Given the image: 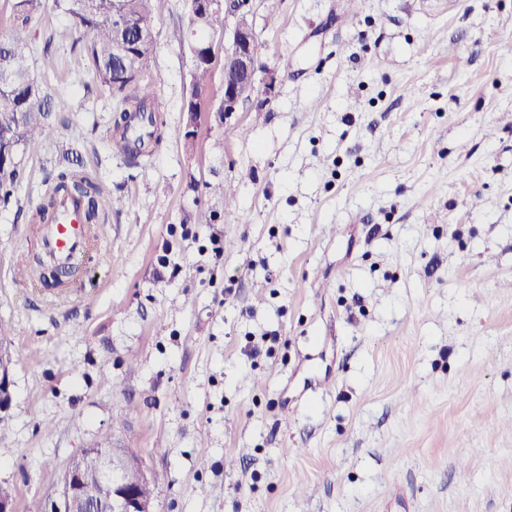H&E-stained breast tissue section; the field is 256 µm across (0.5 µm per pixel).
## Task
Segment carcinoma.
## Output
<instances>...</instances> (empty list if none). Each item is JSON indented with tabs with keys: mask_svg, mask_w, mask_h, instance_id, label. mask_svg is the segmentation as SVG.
<instances>
[{
	"mask_svg": "<svg viewBox=\"0 0 512 512\" xmlns=\"http://www.w3.org/2000/svg\"><path fill=\"white\" fill-rule=\"evenodd\" d=\"M154 0H13V18L0 34V49H6V70L10 79L0 81V205L10 202L19 176L18 155L54 135L51 115L61 107L35 80L31 72L30 42L34 21L48 7L63 13L79 38L73 48L86 57L96 84L108 89L120 103L116 131L126 138L132 127L145 132L134 140L130 164L148 157L162 140L158 113L160 103L153 84L144 79L156 49L155 33L135 38L129 53L112 55L116 30L112 14L122 11L135 23L151 25ZM191 84L185 98V112H218L220 103L202 94L209 87L212 70L201 58L191 64ZM53 192L78 195L87 201V221L123 206L122 198L101 191L91 180L75 174L60 175Z\"/></svg>",
	"mask_w": 512,
	"mask_h": 512,
	"instance_id": "cac0c4a2",
	"label": "carcinoma"
}]
</instances>
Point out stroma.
Instances as JSON below:
<instances>
[{"mask_svg":"<svg viewBox=\"0 0 512 512\" xmlns=\"http://www.w3.org/2000/svg\"><path fill=\"white\" fill-rule=\"evenodd\" d=\"M267 7L257 90L222 118L184 111L186 2L155 0L164 140L136 166L67 19L32 27L66 109L0 206L17 512L104 434L161 476L156 512H512V0ZM73 149L125 201L80 301L24 247ZM230 184L246 222L211 206Z\"/></svg>","mask_w":512,"mask_h":512,"instance_id":"obj_1","label":"stroma"}]
</instances>
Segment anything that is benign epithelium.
I'll list each match as a JSON object with an SVG mask.
<instances>
[{
    "instance_id": "obj_1",
    "label": "benign epithelium",
    "mask_w": 512,
    "mask_h": 512,
    "mask_svg": "<svg viewBox=\"0 0 512 512\" xmlns=\"http://www.w3.org/2000/svg\"><path fill=\"white\" fill-rule=\"evenodd\" d=\"M202 5L203 12L210 15L212 21L219 17L232 20L228 42L224 44L221 63L223 74L221 111L229 115L238 110L246 101L247 94L257 91V74L260 70L256 58L257 37L248 19L249 0H196ZM116 29L119 33L113 46V53L122 56L130 47L129 32L131 24L126 17L115 15ZM192 31L188 49L192 55L199 52L210 62H215V53L211 42L196 37ZM12 356L0 349V414L6 412L11 404L12 395ZM94 451L100 459L96 473L84 470V453ZM135 471L142 481L149 480L148 470L142 459L123 448L83 449L63 470L55 494L43 501L44 512H155V500L143 497L138 485L128 479V473Z\"/></svg>"
}]
</instances>
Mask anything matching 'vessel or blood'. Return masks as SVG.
I'll return each instance as SVG.
<instances>
[{
    "label": "vessel or blood",
    "instance_id": "1",
    "mask_svg": "<svg viewBox=\"0 0 512 512\" xmlns=\"http://www.w3.org/2000/svg\"><path fill=\"white\" fill-rule=\"evenodd\" d=\"M31 222L37 229L38 250L45 262L52 266L71 268L91 245L85 203L80 197L57 196L52 212L47 215L34 213Z\"/></svg>",
    "mask_w": 512,
    "mask_h": 512
}]
</instances>
